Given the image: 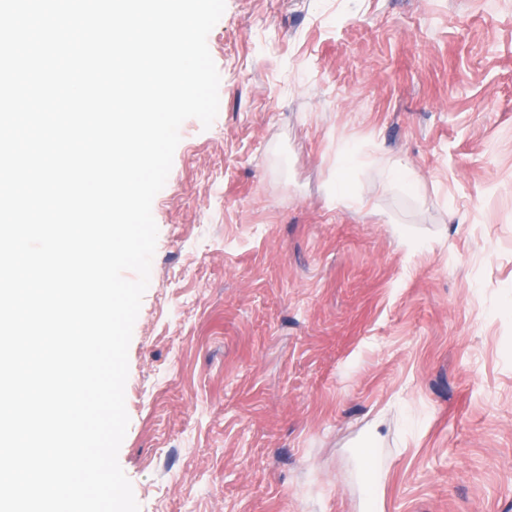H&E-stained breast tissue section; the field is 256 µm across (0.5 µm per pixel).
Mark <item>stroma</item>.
Segmentation results:
<instances>
[{
	"instance_id": "obj_1",
	"label": "stroma",
	"mask_w": 512,
	"mask_h": 512,
	"mask_svg": "<svg viewBox=\"0 0 512 512\" xmlns=\"http://www.w3.org/2000/svg\"><path fill=\"white\" fill-rule=\"evenodd\" d=\"M207 44L128 350L139 512H365L367 454L382 512H512V0H226Z\"/></svg>"
}]
</instances>
